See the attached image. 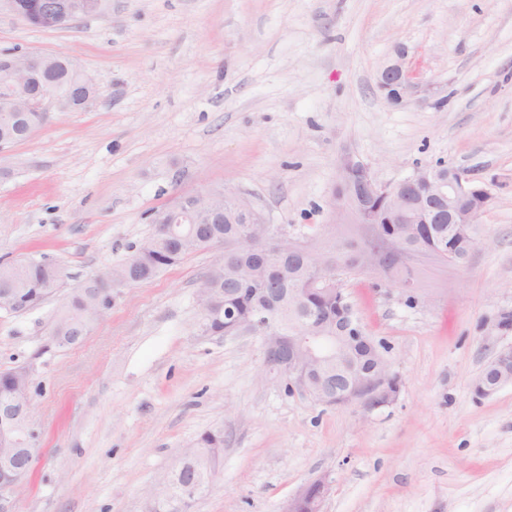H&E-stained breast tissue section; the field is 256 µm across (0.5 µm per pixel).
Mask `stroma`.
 Listing matches in <instances>:
<instances>
[{"mask_svg":"<svg viewBox=\"0 0 512 512\" xmlns=\"http://www.w3.org/2000/svg\"><path fill=\"white\" fill-rule=\"evenodd\" d=\"M0 47L63 53L92 79L0 154V258L48 259L65 288L0 312V370L34 369L41 432L15 512H144L145 493L210 429L224 454L190 512H283L308 481L322 512H512V385L473 383L512 345V0H109L105 15L34 27L0 6ZM404 51L417 88L378 82ZM383 184L443 160L492 195L467 261L404 255L415 301L347 261L374 225L332 208L339 168ZM335 255L400 389L328 407L266 376L262 340L201 328L217 246L112 297L83 342L47 348L67 292L132 254L158 214L211 188Z\"/></svg>","mask_w":512,"mask_h":512,"instance_id":"1","label":"stroma"}]
</instances>
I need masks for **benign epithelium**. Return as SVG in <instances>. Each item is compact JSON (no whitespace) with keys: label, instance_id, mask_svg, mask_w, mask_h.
I'll list each match as a JSON object with an SVG mask.
<instances>
[{"label":"benign epithelium","instance_id":"1","mask_svg":"<svg viewBox=\"0 0 512 512\" xmlns=\"http://www.w3.org/2000/svg\"><path fill=\"white\" fill-rule=\"evenodd\" d=\"M379 87L390 101L398 104L415 88L413 74L405 63V52L380 72ZM69 97L61 95L55 87L44 84L31 97L29 108L33 112H65ZM339 179L352 186L348 195L337 197L339 204L351 210L359 220L376 227L378 237L390 245L386 253L389 260L379 262L386 268L396 267L403 253L400 249L412 247L418 218L436 225L431 231L434 246L430 252L445 253L447 240H466L475 245L481 234L479 218L491 201L489 191L467 178L460 170L446 165L424 166L407 177L393 183H379L370 169L352 160L343 163ZM376 198L387 201L384 210L370 208ZM224 201L240 212L246 224H261L263 233L246 238V243L263 253L281 254L285 251L304 250L318 253L311 244L300 242L286 224L272 225L245 199L224 193ZM314 265L309 270L307 291L327 294L336 298V335L325 336V320L317 316L310 322L287 334L281 330L277 317L265 312L259 324L237 325L239 333L260 332L263 340L266 373L296 389L312 401L323 405H338L355 397L370 395L376 404L388 401L397 391V382L390 376L388 363L377 357L375 367L356 373L347 388L338 391L332 387L330 376L333 365L346 360L348 349L356 343L376 347L367 336L354 310L334 275H319ZM482 382L474 389L477 396L486 398L512 384V346L499 351L481 373ZM30 390L15 391L0 403V512H13L12 501L27 481L38 451V432L31 419ZM329 489L327 478L312 480L294 497L288 499L283 512H298L302 504L308 512H320L322 501ZM203 487L195 482L175 491L171 476H166L147 495V512H188L192 500Z\"/></svg>","mask_w":512,"mask_h":512}]
</instances>
